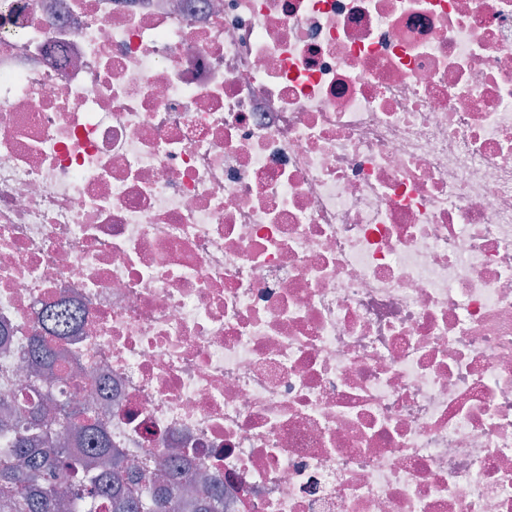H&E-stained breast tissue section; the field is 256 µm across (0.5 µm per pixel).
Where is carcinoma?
<instances>
[{
	"label": "carcinoma",
	"mask_w": 512,
	"mask_h": 512,
	"mask_svg": "<svg viewBox=\"0 0 512 512\" xmlns=\"http://www.w3.org/2000/svg\"><path fill=\"white\" fill-rule=\"evenodd\" d=\"M82 317L81 309L63 302L38 313L28 364L39 373L53 372L59 346L80 327ZM81 414L79 420L65 413L49 422L42 415L21 413L13 424L15 438L8 449L12 459H0V512H74L81 502L100 503L108 512H173L176 460L166 462L163 481L135 490L131 483L142 481L143 474L128 468L101 432L98 408L86 406ZM71 432L84 435L93 452L78 456L63 448ZM59 471L73 473L64 489L54 479ZM194 512H224V493L209 485L202 487Z\"/></svg>",
	"instance_id": "cac0c4a2"
}]
</instances>
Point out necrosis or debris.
<instances>
[{"instance_id": "4bbe7bcc", "label": "necrosis or debris", "mask_w": 512, "mask_h": 512, "mask_svg": "<svg viewBox=\"0 0 512 512\" xmlns=\"http://www.w3.org/2000/svg\"><path fill=\"white\" fill-rule=\"evenodd\" d=\"M0 335L174 512H512V0H0ZM82 317L80 308L63 302L39 312L25 356L28 364L39 373H52L59 346L80 327ZM194 512H224V493L210 485L203 486Z\"/></svg>"}]
</instances>
